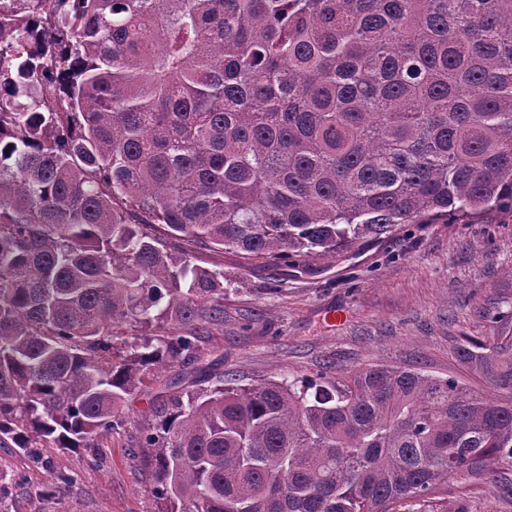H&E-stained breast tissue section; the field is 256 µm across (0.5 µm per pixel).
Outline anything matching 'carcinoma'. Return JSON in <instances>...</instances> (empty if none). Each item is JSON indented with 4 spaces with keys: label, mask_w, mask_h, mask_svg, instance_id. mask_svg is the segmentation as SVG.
Returning a JSON list of instances; mask_svg holds the SVG:
<instances>
[{
    "label": "carcinoma",
    "mask_w": 512,
    "mask_h": 512,
    "mask_svg": "<svg viewBox=\"0 0 512 512\" xmlns=\"http://www.w3.org/2000/svg\"><path fill=\"white\" fill-rule=\"evenodd\" d=\"M512 214V0H0V512H70L59 462L124 430L158 512H395L512 459V333L466 336L496 391L412 369L240 385L197 336L247 259ZM122 337L123 352L114 339Z\"/></svg>",
    "instance_id": "cac0c4a2"
}]
</instances>
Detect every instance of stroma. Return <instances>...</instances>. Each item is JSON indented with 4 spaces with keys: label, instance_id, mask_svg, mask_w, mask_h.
<instances>
[{
    "label": "stroma",
    "instance_id": "stroma-1",
    "mask_svg": "<svg viewBox=\"0 0 512 512\" xmlns=\"http://www.w3.org/2000/svg\"><path fill=\"white\" fill-rule=\"evenodd\" d=\"M172 253L224 274V319L201 327L208 359L243 383L325 377L340 384L374 367L418 369L480 381L458 362L460 337L492 341L512 331V217L476 224H401L332 256L284 264L170 238ZM500 318L491 322L488 309ZM147 395L122 407V434L101 440L103 462L88 452L64 462L79 476L77 512H151L152 481L129 448L151 422ZM467 512H512V459L464 488Z\"/></svg>",
    "mask_w": 512,
    "mask_h": 512
}]
</instances>
